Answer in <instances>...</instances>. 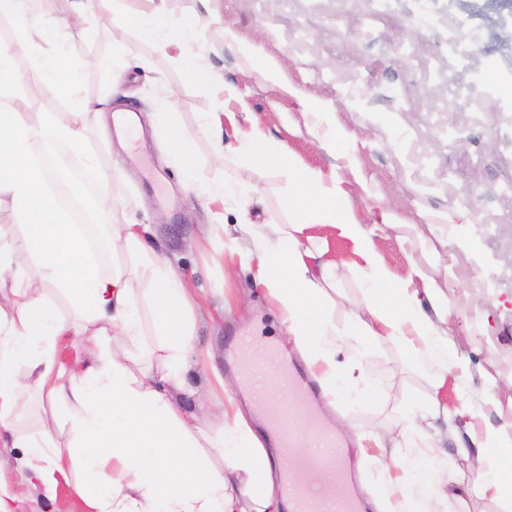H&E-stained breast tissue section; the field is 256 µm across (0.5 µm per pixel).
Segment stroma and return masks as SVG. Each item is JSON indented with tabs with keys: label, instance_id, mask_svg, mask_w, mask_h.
<instances>
[{
	"label": "stroma",
	"instance_id": "35a3bbf8",
	"mask_svg": "<svg viewBox=\"0 0 512 512\" xmlns=\"http://www.w3.org/2000/svg\"><path fill=\"white\" fill-rule=\"evenodd\" d=\"M174 14L195 12L204 26L199 62L224 79L223 91L192 80L177 51L138 47L112 68L94 66L116 44L130 41L132 31L101 12L87 31L69 21L71 0H40L34 11L62 19L61 38L67 58L63 77L74 79L81 97L109 98L112 109L131 111L140 131L120 133L111 116L86 118L91 144L112 141L102 162L112 171L111 192L122 205L116 224H145L161 255L185 278L193 298L190 312L195 365L176 395L183 414H192L233 397L274 470L290 466L292 451L279 448L267 424L255 412L251 385L242 381L231 354L238 336L271 344L301 372L309 367L300 349L284 338L281 317L265 294L251 284L239 249L247 235L225 238L207 233L211 213L202 206V184L241 180L253 194L224 202V221L240 224H286L284 207L289 179L285 170L256 165L235 166L216 160L214 138L204 126L209 112H229L225 142L235 128L257 127L283 143L289 154L324 179L336 181L361 223L374 226V249L383 255L392 277L416 269L434 282L448 300L446 328L456 357L467 365L462 380L447 378L436 386L439 370L426 357L416 359L383 342L359 353L345 333L343 309L333 314L336 336L331 358L337 370L353 368L376 380L380 390L357 400L324 405L327 422L345 442L354 487L365 512H380L392 490L407 482L393 466V456L407 453L405 407L438 397L456 406L465 395L473 419L432 420L434 468H453L458 492L442 512H499L495 500L476 497L467 488L486 466L483 449L455 456L458 445L479 439L486 428L512 425V390L490 389L493 379L512 380V237L479 240L487 225H512V196L502 193L512 181V157L493 142L498 128L512 124V112L486 113L474 125L467 113L449 110L448 73L440 57L448 15L444 0L435 18L423 16L419 0H397L392 15L371 21L373 0H166ZM462 7L480 27L479 56L512 50V33L486 0H463ZM253 45L260 56L281 61L287 87L263 79L244 55ZM169 92L158 96V85ZM175 114L192 136L199 180L184 181L167 148L152 135L154 125ZM331 252L346 262L336 282L337 295L357 301L362 278L350 241L334 229L317 228ZM19 424L28 432H51L66 446L59 413L36 395H28ZM366 434L375 447L361 452L357 437ZM75 473L57 475L53 488L22 465L21 449L0 429V489L25 485L27 495L13 501L15 512H52V497L67 499L70 512H92L74 491Z\"/></svg>",
	"mask_w": 512,
	"mask_h": 512
}]
</instances>
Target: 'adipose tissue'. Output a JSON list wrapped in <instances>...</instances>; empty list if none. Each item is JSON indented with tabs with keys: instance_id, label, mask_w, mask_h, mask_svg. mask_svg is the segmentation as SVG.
I'll list each match as a JSON object with an SVG mask.
<instances>
[{
	"instance_id": "obj_1",
	"label": "adipose tissue",
	"mask_w": 512,
	"mask_h": 512,
	"mask_svg": "<svg viewBox=\"0 0 512 512\" xmlns=\"http://www.w3.org/2000/svg\"><path fill=\"white\" fill-rule=\"evenodd\" d=\"M149 11L135 17L115 14L116 22L131 25L136 37L160 49L189 57L201 18L187 13L171 18L166 0H150ZM0 18L14 24L11 38L0 41V79L12 70L15 58H37L33 74L23 82L27 98L53 95L69 100L65 119L46 117L31 122L14 98L0 92V199H9L18 224L24 227L29 253L38 258L41 281L66 295L78 310V321H60L43 289L32 282L13 283L0 297V426L11 432L13 447L23 449L24 463L43 483L64 469H79L75 485L95 512H278L268 458L240 410L226 417L222 439L209 432L204 417H184L174 401L182 389L183 373L194 355L187 319L189 294L181 276L145 240L142 224L119 225L111 237L112 254H127L132 268L102 272L70 208L59 197V185L73 186V169L93 174L97 187L112 180L86 142L85 115L103 112V103L82 101L74 81L62 79L65 48L61 21L25 15V0H0ZM218 159L287 169L286 199L290 224H258L255 247L247 260L253 278L275 300L281 320L311 363L322 364L321 379L329 396L356 389L353 373L337 371L330 362L327 339L335 335L332 313L337 301L338 260L327 243H314V227L330 226L352 241L362 262L365 287L361 300L348 312V332L361 347L387 341L410 356L428 353L450 370L464 372L454 359L448 335L437 321L447 320L448 305L438 289H418L419 270L395 281L384 257L368 247L371 229L361 224L345 204L336 182L292 158L281 143L258 129L238 133L232 148L224 146V115L209 113ZM161 140L187 179L197 165L189 133L168 120L158 130ZM151 285L150 300L160 348L143 341L142 304L133 292L131 275ZM121 335L139 357L159 355L156 371L136 374L128 358L110 349ZM67 336H85L94 347L88 360L66 369L57 364V347ZM60 407L68 425V444L59 449L51 433L33 435L17 424L25 391ZM488 464L471 486L472 492L498 498L500 512H512V498L501 488L512 479V435L486 432ZM220 447L233 470L247 477L249 507L228 493L223 471L213 467L204 451ZM417 495L390 506L388 512H440L445 488L455 486L453 469L429 477L419 460H412Z\"/></svg>"
}]
</instances>
